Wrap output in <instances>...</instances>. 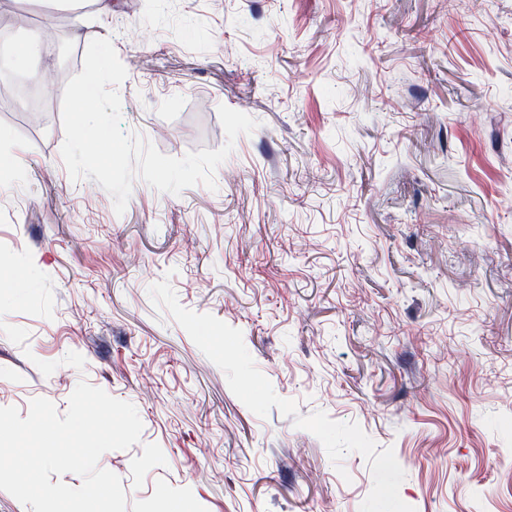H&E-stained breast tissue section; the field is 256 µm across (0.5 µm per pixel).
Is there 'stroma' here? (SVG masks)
Instances as JSON below:
<instances>
[{
  "label": "stroma",
  "mask_w": 512,
  "mask_h": 512,
  "mask_svg": "<svg viewBox=\"0 0 512 512\" xmlns=\"http://www.w3.org/2000/svg\"><path fill=\"white\" fill-rule=\"evenodd\" d=\"M15 5L60 21L57 88L111 39L125 131L232 151L215 189L138 179L119 215L71 179L60 112L43 127L0 100V152L20 156L0 169V407L62 414L82 380L132 403L139 442L99 459L127 512H359L366 459L334 466L292 418L251 412L153 304L166 279L300 415L393 449L416 512H512V0ZM222 105L255 130L228 141Z\"/></svg>",
  "instance_id": "1"
}]
</instances>
